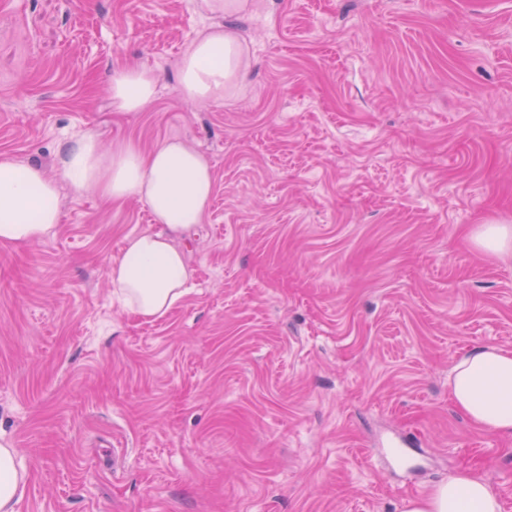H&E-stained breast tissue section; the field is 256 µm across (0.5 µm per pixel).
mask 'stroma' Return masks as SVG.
<instances>
[{
    "mask_svg": "<svg viewBox=\"0 0 512 512\" xmlns=\"http://www.w3.org/2000/svg\"><path fill=\"white\" fill-rule=\"evenodd\" d=\"M246 48L223 99L176 72L209 27ZM157 94L116 112L115 67ZM177 139L215 180L182 247L191 291L143 320L110 260L146 202L61 187L58 227L0 246V437L15 512H403L470 469L512 512V436L473 427L448 371L512 348V0H0V154L56 173ZM473 244L480 250L502 255L512 252L511 224H478L471 232ZM18 449L9 442H0V511L14 512L16 502L22 497L26 476L15 464Z\"/></svg>",
    "mask_w": 512,
    "mask_h": 512,
    "instance_id": "35a3bbf8",
    "label": "stroma"
}]
</instances>
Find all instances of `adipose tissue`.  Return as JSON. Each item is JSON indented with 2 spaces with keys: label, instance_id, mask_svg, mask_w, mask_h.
I'll list each match as a JSON object with an SVG mask.
<instances>
[{
  "label": "adipose tissue",
  "instance_id": "ef3b65f1",
  "mask_svg": "<svg viewBox=\"0 0 512 512\" xmlns=\"http://www.w3.org/2000/svg\"><path fill=\"white\" fill-rule=\"evenodd\" d=\"M243 47L228 30L216 27L195 41L177 70V82L192 100L219 99L241 77ZM157 77L143 64L114 69L112 105L139 112L153 100ZM74 191H94L111 201L146 202L157 231L127 236L107 274L124 309L143 319L164 316L189 291L193 271L181 245L202 224L214 194L206 159L183 142L164 141L150 152L120 141L104 151L99 138L84 133L66 143L59 169L0 155V245L42 239L61 219V183ZM456 408L473 425L512 435V350L485 344L456 360L448 374ZM17 448L0 442V512H14L26 476L15 464ZM405 512H501L499 497L486 481L465 470L410 500Z\"/></svg>",
  "mask_w": 512,
  "mask_h": 512
}]
</instances>
